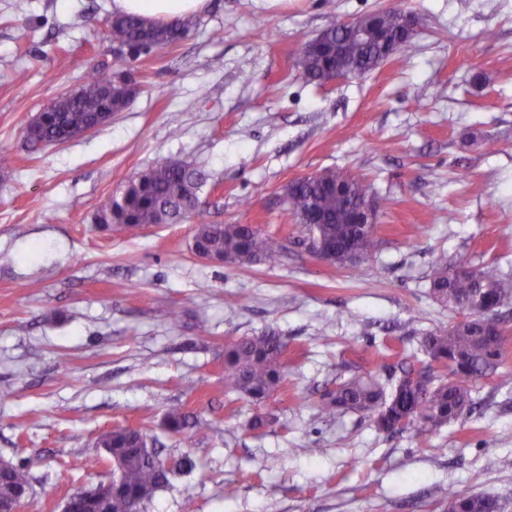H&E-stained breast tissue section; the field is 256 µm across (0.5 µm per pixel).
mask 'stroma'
<instances>
[{"label":"stroma","mask_w":512,"mask_h":512,"mask_svg":"<svg viewBox=\"0 0 512 512\" xmlns=\"http://www.w3.org/2000/svg\"><path fill=\"white\" fill-rule=\"evenodd\" d=\"M394 6L417 18L407 51L323 87L303 77L329 19ZM111 14L112 0H0V459L26 465L30 512L110 480L98 439L128 426L194 461L141 512H442L451 492L512 512V307L471 415L417 436L319 413L338 382L390 388L429 365L423 334L462 317L430 294L435 259L512 276V0H209L181 41L121 61ZM104 60L137 84L130 108L29 151L44 102ZM162 160L204 173L206 222L288 243L282 264L201 259L192 219L101 230L100 205ZM326 169L366 177L381 204L378 251L347 267L290 243L283 189ZM267 330L288 346L286 381L256 429L260 410L224 387V347ZM175 408L206 435L169 434Z\"/></svg>","instance_id":"35a3bbf8"}]
</instances>
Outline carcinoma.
<instances>
[{
  "instance_id": "1",
  "label": "carcinoma",
  "mask_w": 512,
  "mask_h": 512,
  "mask_svg": "<svg viewBox=\"0 0 512 512\" xmlns=\"http://www.w3.org/2000/svg\"><path fill=\"white\" fill-rule=\"evenodd\" d=\"M375 19L400 40L404 48L410 38L401 29V14L395 10L375 12ZM112 42L117 44L116 58H136L171 46L185 37L190 23L180 20L148 22L137 16L114 15L107 20ZM324 32L341 43V51L322 55L304 50L299 58L303 75L325 86L340 72L367 73L376 69L385 56V46L354 39L336 23ZM134 84L112 73V64L103 63L90 70L77 91L48 100L41 121L28 126L26 139L37 148L46 146L70 129L93 126L127 110L134 102ZM347 180L354 195L336 196V180ZM202 175L189 165L162 161L143 171L127 187L124 202L108 201L101 206L99 221L117 232L134 233L146 226L178 224L189 215L202 217L199 189ZM374 197L371 184L362 175L327 169L316 180L288 186L287 212L300 222L308 214L316 217L314 231L320 236L330 263L344 267L346 257L360 260L378 249L376 231L364 233L348 222L357 199ZM194 238L211 254L236 265L262 263L269 268L281 264L286 247L261 228L244 224H208L195 227ZM430 290L436 301L462 312L463 319L451 326L437 327L423 336L422 344L431 358L424 372L406 371L390 391L377 378L351 379L336 384L321 400L320 411L331 414L341 410L366 412L376 426L385 431L411 430L418 436L436 431L473 412L472 384L497 374L503 363L505 330L495 335L484 331L478 316L481 309H501L512 300V282L494 263L477 267L451 266L442 258L435 260L429 274ZM285 342L275 332L241 339L224 350V385L265 404L284 382L282 354ZM166 428L172 434L192 430L203 434L207 426L186 413L175 410L167 415ZM156 440L146 433L119 428L99 438V445L123 458L120 483L108 499V512H139L141 504L177 470L193 468L192 459L183 455L173 468H163L164 458L155 447ZM30 487L28 472L13 466L0 479V498L13 496L17 489ZM445 512H502L501 502L493 497L451 493Z\"/></svg>"
}]
</instances>
